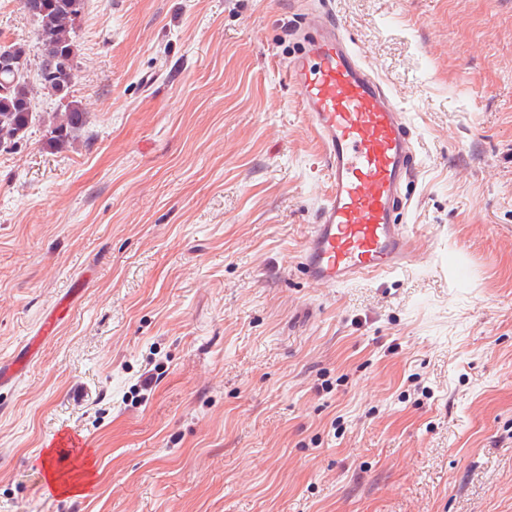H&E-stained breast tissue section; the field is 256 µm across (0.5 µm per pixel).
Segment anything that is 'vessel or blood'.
<instances>
[{
  "label": "vessel or blood",
  "mask_w": 512,
  "mask_h": 512,
  "mask_svg": "<svg viewBox=\"0 0 512 512\" xmlns=\"http://www.w3.org/2000/svg\"><path fill=\"white\" fill-rule=\"evenodd\" d=\"M305 26L308 37L286 75L323 146L331 192L306 238L300 268L311 284L326 287L392 275L419 249L403 192L416 170L413 132L331 10L306 15ZM57 319V312L47 314L37 336L0 360V386L17 380Z\"/></svg>",
  "instance_id": "vessel-or-blood-1"
}]
</instances>
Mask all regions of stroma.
I'll return each mask as SVG.
<instances>
[{
    "label": "stroma",
    "mask_w": 512,
    "mask_h": 512,
    "mask_svg": "<svg viewBox=\"0 0 512 512\" xmlns=\"http://www.w3.org/2000/svg\"><path fill=\"white\" fill-rule=\"evenodd\" d=\"M323 5L419 156L425 259L345 288L300 269L329 181L284 73ZM76 41L77 140L0 150V357L87 281L0 387V512H512V0H87Z\"/></svg>",
    "instance_id": "stroma-1"
}]
</instances>
